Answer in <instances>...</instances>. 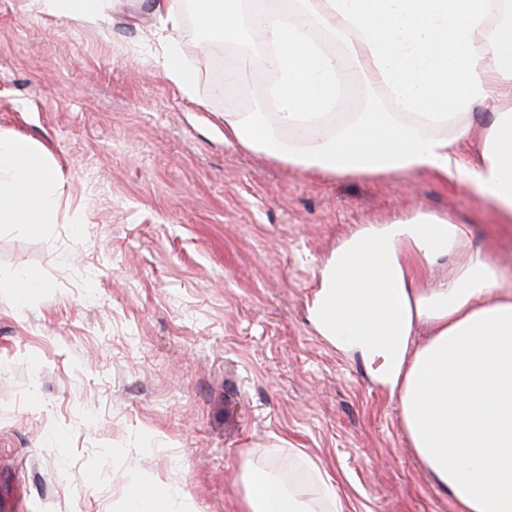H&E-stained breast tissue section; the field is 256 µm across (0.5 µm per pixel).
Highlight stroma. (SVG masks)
<instances>
[{"label":"stroma","instance_id":"stroma-1","mask_svg":"<svg viewBox=\"0 0 512 512\" xmlns=\"http://www.w3.org/2000/svg\"><path fill=\"white\" fill-rule=\"evenodd\" d=\"M188 101L137 0L93 25L0 0V133L48 153L55 223L0 224V480L13 512H121L150 475L239 512L245 464L331 477L345 512H455L366 367L306 317L359 226L448 214L509 273L512 224L453 178L319 179L226 145L213 46L183 27ZM281 444L276 460L269 448ZM41 286L40 277L31 271L20 272L9 281H1L0 284V288H11L14 298L18 301L25 300L29 294Z\"/></svg>","mask_w":512,"mask_h":512}]
</instances>
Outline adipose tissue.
Returning a JSON list of instances; mask_svg holds the SVG:
<instances>
[{"label": "adipose tissue", "instance_id": "ef3b65f1", "mask_svg": "<svg viewBox=\"0 0 512 512\" xmlns=\"http://www.w3.org/2000/svg\"><path fill=\"white\" fill-rule=\"evenodd\" d=\"M39 13L98 22L115 0H29ZM158 22L161 66L196 96L179 58L182 0H142ZM196 22L242 53L224 71L241 85L265 74L274 112L224 113V141L323 178H389L426 170L476 187L512 222V0H198ZM266 48L260 70L249 46ZM336 52H328V45ZM354 60L368 97L390 90L394 111L332 112ZM483 105L491 123L480 157L462 156L466 118ZM56 170L34 142L0 134V223H53ZM465 225L414 210L364 224L319 272L307 314L325 341L361 360L396 399L411 448L458 512H512V289ZM426 340H419V333ZM170 486L144 475L126 512L162 507ZM244 512H308L277 475L248 468Z\"/></svg>", "mask_w": 512, "mask_h": 512}]
</instances>
